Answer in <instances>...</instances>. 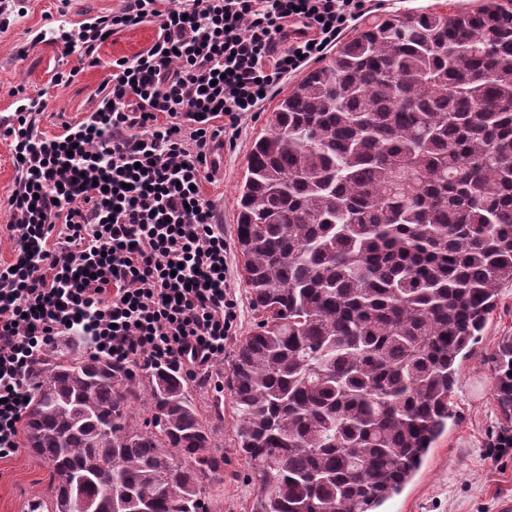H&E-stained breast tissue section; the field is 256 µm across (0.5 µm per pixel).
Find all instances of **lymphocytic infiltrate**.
Segmentation results:
<instances>
[{
	"mask_svg": "<svg viewBox=\"0 0 512 512\" xmlns=\"http://www.w3.org/2000/svg\"><path fill=\"white\" fill-rule=\"evenodd\" d=\"M124 0L83 26L80 64L97 68L107 36L145 24L146 49L113 62L101 99L47 136L39 98L0 126L16 187L15 247L0 262V459L19 449L26 373L57 338L129 373L174 370L214 384L239 303L220 213L202 185L213 146L236 140L268 96L383 0Z\"/></svg>",
	"mask_w": 512,
	"mask_h": 512,
	"instance_id": "1",
	"label": "lymphocytic infiltrate"
}]
</instances>
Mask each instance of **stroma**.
Segmentation results:
<instances>
[{
    "label": "stroma",
    "mask_w": 512,
    "mask_h": 512,
    "mask_svg": "<svg viewBox=\"0 0 512 512\" xmlns=\"http://www.w3.org/2000/svg\"><path fill=\"white\" fill-rule=\"evenodd\" d=\"M120 0H12L0 14V111L14 112L17 90L44 93L46 107L40 129L48 135L75 125L92 112L104 64L132 57L155 38L153 26L121 32L102 44V67L82 70L75 81L56 86L55 71L75 67L77 55L47 51L38 33L54 35L59 26L111 12ZM267 101L257 119L248 122L233 150L225 152L220 172L206 184L224 225V236L235 242L237 188L246 172L255 139L267 130L277 106ZM512 336V286L504 285L497 306L472 351L461 364L455 386V417L431 449L421 469L381 512H512V448L498 447L503 416L494 397L490 358L503 337ZM236 418L232 408L213 417L214 443L224 455V500L216 512H250L259 482L234 447ZM48 472L28 448L0 459V512H29L47 492Z\"/></svg>",
    "instance_id": "obj_1"
}]
</instances>
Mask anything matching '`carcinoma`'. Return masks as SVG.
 Returning <instances> with one entry per match:
<instances>
[{
    "label": "carcinoma",
    "instance_id": "carcinoma-1",
    "mask_svg": "<svg viewBox=\"0 0 512 512\" xmlns=\"http://www.w3.org/2000/svg\"><path fill=\"white\" fill-rule=\"evenodd\" d=\"M236 240L261 321L227 377L235 450L272 478L251 512H375L448 427L461 362L512 283V11L378 17L340 43L255 140ZM493 364L509 448L511 336ZM26 381L24 442L49 468L38 512L224 497L208 423L223 403L201 408L178 373L137 380L73 341ZM111 460L112 483L79 485Z\"/></svg>",
    "mask_w": 512,
    "mask_h": 512
}]
</instances>
